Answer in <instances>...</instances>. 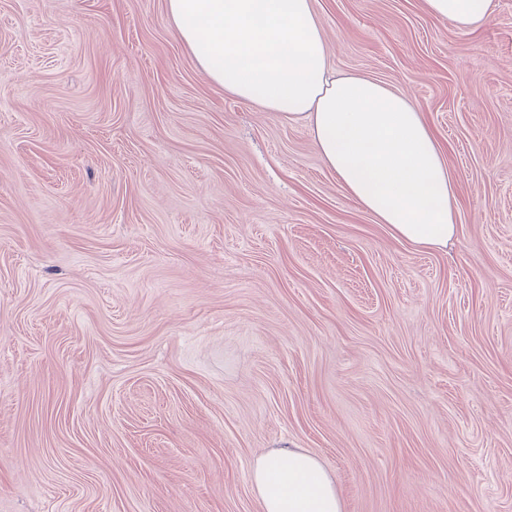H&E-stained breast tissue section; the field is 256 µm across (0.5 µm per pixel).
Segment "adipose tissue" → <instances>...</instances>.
Returning a JSON list of instances; mask_svg holds the SVG:
<instances>
[{
  "mask_svg": "<svg viewBox=\"0 0 512 512\" xmlns=\"http://www.w3.org/2000/svg\"><path fill=\"white\" fill-rule=\"evenodd\" d=\"M457 28L485 22L492 0H424ZM196 65L242 102L305 121L325 166L392 235L426 249L456 231V185L423 112L385 84L334 77L311 0H166ZM250 484L262 512H342L336 482L299 448L256 458Z\"/></svg>",
  "mask_w": 512,
  "mask_h": 512,
  "instance_id": "adipose-tissue-1",
  "label": "adipose tissue"
}]
</instances>
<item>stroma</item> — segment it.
<instances>
[{
    "label": "stroma",
    "mask_w": 512,
    "mask_h": 512,
    "mask_svg": "<svg viewBox=\"0 0 512 512\" xmlns=\"http://www.w3.org/2000/svg\"><path fill=\"white\" fill-rule=\"evenodd\" d=\"M456 182L394 238L307 126L226 94L165 0H0V512H261L302 448L343 512H512V0H313ZM428 12L457 28H471L485 22L492 0H424Z\"/></svg>",
    "instance_id": "stroma-1"
}]
</instances>
